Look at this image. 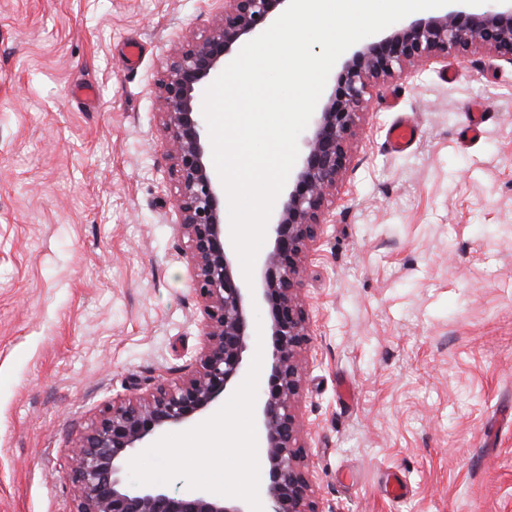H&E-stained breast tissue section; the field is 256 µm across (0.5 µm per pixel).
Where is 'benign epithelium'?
<instances>
[{"label": "benign epithelium", "instance_id": "1", "mask_svg": "<svg viewBox=\"0 0 512 512\" xmlns=\"http://www.w3.org/2000/svg\"><path fill=\"white\" fill-rule=\"evenodd\" d=\"M288 3L224 0L212 28L165 59L158 83L160 119L177 188L179 230L203 302L205 344L190 374L160 382L146 396L112 402L74 442L68 474L78 490L75 512H316L296 414L309 336L300 277L305 254L321 237L329 197L347 169L366 93L408 65L445 59L450 51L465 59L478 44L512 65V2L487 12L449 4L428 21L399 26L354 50L319 105L307 152L267 224L271 248L250 287L236 274L224 227V189L206 159L200 92ZM258 309L267 313L270 338L268 374L254 399L257 448L266 469L262 510L191 486L173 493L132 481L128 459L134 451L170 429L198 423L234 394Z\"/></svg>", "mask_w": 512, "mask_h": 512}]
</instances>
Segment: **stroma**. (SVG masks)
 I'll return each instance as SVG.
<instances>
[{"mask_svg": "<svg viewBox=\"0 0 512 512\" xmlns=\"http://www.w3.org/2000/svg\"><path fill=\"white\" fill-rule=\"evenodd\" d=\"M221 8L0 0V512H74L72 441L203 349L158 80ZM400 114L424 130L405 154L386 143ZM327 218L296 407L319 512H512V65L480 48L371 87ZM260 378L214 417L252 428ZM196 431L133 454L138 482L235 494L240 449Z\"/></svg>", "mask_w": 512, "mask_h": 512, "instance_id": "1", "label": "stroma"}]
</instances>
